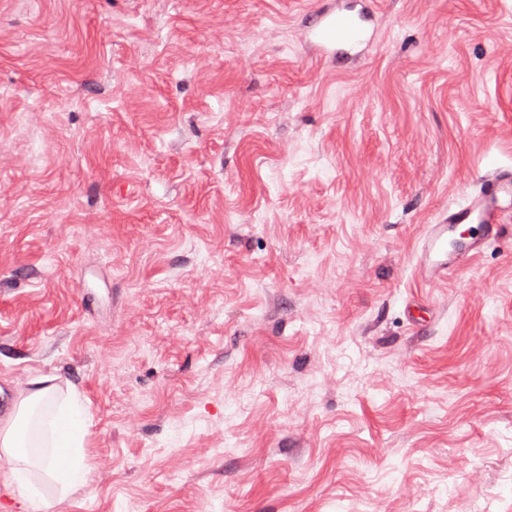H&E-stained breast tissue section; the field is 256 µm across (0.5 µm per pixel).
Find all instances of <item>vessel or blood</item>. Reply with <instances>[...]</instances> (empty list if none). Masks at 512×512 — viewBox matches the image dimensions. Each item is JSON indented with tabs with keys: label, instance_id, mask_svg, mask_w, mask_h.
Segmentation results:
<instances>
[{
	"label": "vessel or blood",
	"instance_id": "b4317fda",
	"mask_svg": "<svg viewBox=\"0 0 512 512\" xmlns=\"http://www.w3.org/2000/svg\"><path fill=\"white\" fill-rule=\"evenodd\" d=\"M376 36L367 8H340L322 13L306 32L323 55L363 53ZM512 233V170L496 168L482 175L462 202L450 206L439 223L427 225L421 238L417 272L438 284L483 253L488 243Z\"/></svg>",
	"mask_w": 512,
	"mask_h": 512
}]
</instances>
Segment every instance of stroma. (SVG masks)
I'll return each mask as SVG.
<instances>
[{
    "label": "stroma",
    "mask_w": 512,
    "mask_h": 512,
    "mask_svg": "<svg viewBox=\"0 0 512 512\" xmlns=\"http://www.w3.org/2000/svg\"><path fill=\"white\" fill-rule=\"evenodd\" d=\"M0 0V416H90L52 512H512V238L414 251L512 167V0ZM320 55L347 56L363 53L376 36L374 14L365 6L357 11L339 8L323 12L319 22L305 33Z\"/></svg>",
    "instance_id": "stroma-1"
}]
</instances>
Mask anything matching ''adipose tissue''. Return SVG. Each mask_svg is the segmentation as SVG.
Returning <instances> with one entry per match:
<instances>
[{
	"label": "adipose tissue",
	"instance_id": "1",
	"mask_svg": "<svg viewBox=\"0 0 512 512\" xmlns=\"http://www.w3.org/2000/svg\"><path fill=\"white\" fill-rule=\"evenodd\" d=\"M0 420V471L18 492L24 512H49L82 487L89 473L84 447L88 415L76 389L59 393L48 377Z\"/></svg>",
	"mask_w": 512,
	"mask_h": 512
}]
</instances>
